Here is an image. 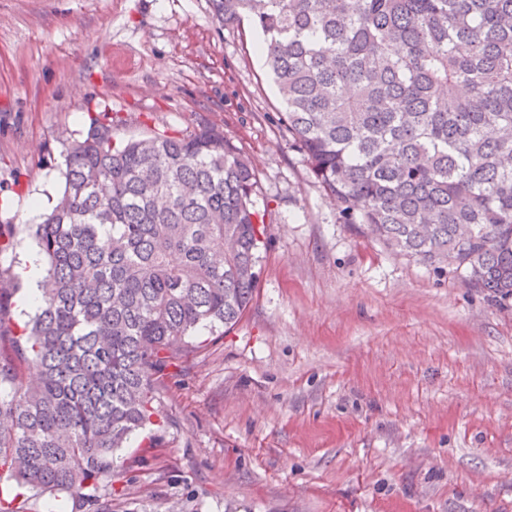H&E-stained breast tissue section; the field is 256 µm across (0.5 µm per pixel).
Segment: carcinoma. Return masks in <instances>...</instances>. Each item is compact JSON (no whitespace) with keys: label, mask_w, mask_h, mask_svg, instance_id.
<instances>
[{"label":"carcinoma","mask_w":512,"mask_h":512,"mask_svg":"<svg viewBox=\"0 0 512 512\" xmlns=\"http://www.w3.org/2000/svg\"><path fill=\"white\" fill-rule=\"evenodd\" d=\"M261 33L288 140L344 223L512 299V0H209ZM112 113L64 153V186L20 232L47 260L22 329L0 268V476L104 512L116 452L155 382L253 301L266 213L215 127L112 142ZM0 512H30L0 487Z\"/></svg>","instance_id":"carcinoma-1"}]
</instances>
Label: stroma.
Returning <instances> with one entry per match:
<instances>
[{
	"mask_svg": "<svg viewBox=\"0 0 512 512\" xmlns=\"http://www.w3.org/2000/svg\"><path fill=\"white\" fill-rule=\"evenodd\" d=\"M260 35L209 0H0V225L66 146L223 130L268 210L254 300L157 385L109 512H512V301L339 219L288 143Z\"/></svg>",
	"mask_w": 512,
	"mask_h": 512,
	"instance_id": "1",
	"label": "stroma"
}]
</instances>
